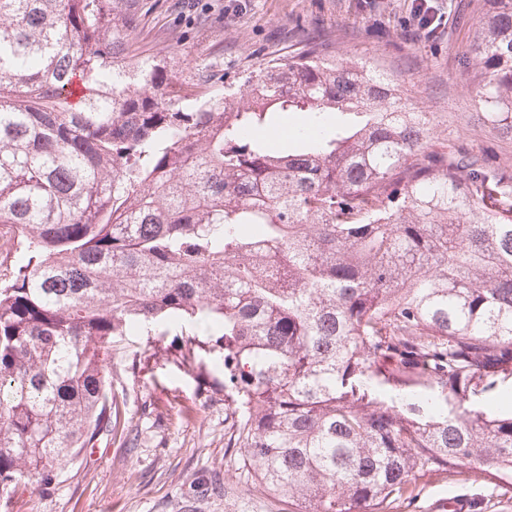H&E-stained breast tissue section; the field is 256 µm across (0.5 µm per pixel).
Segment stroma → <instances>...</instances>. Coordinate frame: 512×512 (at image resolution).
<instances>
[{
    "mask_svg": "<svg viewBox=\"0 0 512 512\" xmlns=\"http://www.w3.org/2000/svg\"><path fill=\"white\" fill-rule=\"evenodd\" d=\"M448 22L434 36L411 22V0H143L136 21L141 55L176 54L215 85L244 82L270 60L288 59L303 27L330 32L338 59L368 62L397 79L403 102L433 120L438 142L512 164V137L478 121L469 46L484 0H437ZM166 335L126 336L113 348L107 389L122 402L124 434L101 437L50 490L15 512H269L271 499L241 478L224 435V372L216 357L184 364L131 363ZM467 498L469 512H512L492 478L448 484L424 479L399 512H438Z\"/></svg>",
    "mask_w": 512,
    "mask_h": 512,
    "instance_id": "stroma-1",
    "label": "stroma"
}]
</instances>
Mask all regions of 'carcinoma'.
Returning <instances> with one entry per match:
<instances>
[{
  "mask_svg": "<svg viewBox=\"0 0 512 512\" xmlns=\"http://www.w3.org/2000/svg\"><path fill=\"white\" fill-rule=\"evenodd\" d=\"M471 51L512 134V0ZM140 0H0V512L119 431V338L193 326L226 451L288 512H394L464 467L512 489V167L438 150L329 35L237 88L133 53ZM84 94L70 101L75 81Z\"/></svg>",
  "mask_w": 512,
  "mask_h": 512,
  "instance_id": "1",
  "label": "carcinoma"
}]
</instances>
